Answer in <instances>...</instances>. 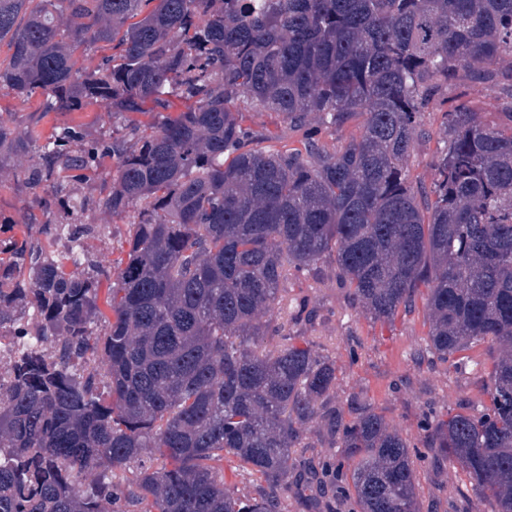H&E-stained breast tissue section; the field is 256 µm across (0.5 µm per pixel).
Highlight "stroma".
I'll return each instance as SVG.
<instances>
[{
    "instance_id": "obj_1",
    "label": "stroma",
    "mask_w": 512,
    "mask_h": 512,
    "mask_svg": "<svg viewBox=\"0 0 512 512\" xmlns=\"http://www.w3.org/2000/svg\"><path fill=\"white\" fill-rule=\"evenodd\" d=\"M494 70L498 78L491 82L469 77L457 80L426 112V135L416 141L408 159L413 177L423 184H430L434 176L432 160L443 110L467 105L492 124L500 122L506 106L512 103V82L507 79L512 73V59L498 61ZM63 125L82 130L91 140L111 129L112 115L101 105L78 112H53L38 131L46 137L54 127ZM90 219L103 227L102 236L89 243L91 252L102 260L120 258V245L129 230L127 222L99 212L91 213ZM302 293L322 315L311 337L322 344L339 368L336 401L340 406H347L352 395L364 394L404 438L416 444L423 437L420 420L424 411L440 412L461 402L476 404L481 400L478 366H468L466 374L451 378L442 367L417 360L415 352L427 335L422 313L398 318L391 326L381 325L351 309L335 282L306 286ZM416 475L421 512H488L486 501L476 495H467L460 502L451 498V490L465 483L459 469L428 459L418 462Z\"/></svg>"
}]
</instances>
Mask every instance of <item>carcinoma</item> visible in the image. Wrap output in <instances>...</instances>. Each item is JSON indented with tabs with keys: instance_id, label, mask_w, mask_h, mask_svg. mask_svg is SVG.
Returning <instances> with one entry per match:
<instances>
[{
	"instance_id": "obj_1",
	"label": "carcinoma",
	"mask_w": 512,
	"mask_h": 512,
	"mask_svg": "<svg viewBox=\"0 0 512 512\" xmlns=\"http://www.w3.org/2000/svg\"><path fill=\"white\" fill-rule=\"evenodd\" d=\"M5 39L0 90L45 102L23 133L0 117V169L31 197L21 234L0 218V346L15 349L0 512H284L290 493L329 491L293 457L314 422L360 512H419L429 457L512 512V111L442 113L431 184L407 165L430 100L512 56V0H0ZM97 103L108 135L40 139L48 113ZM247 108L279 113L300 146L265 145ZM312 114L363 122L328 153ZM89 182L92 198L67 192ZM93 211L135 213L115 282L88 250ZM326 278L375 323L423 301L417 357L450 375L482 349L480 406L432 420L419 450L364 398L333 403L336 361L289 331L316 316L292 285ZM224 455L256 495L225 486ZM215 470L224 476V482L241 493H252L259 487L260 482L256 476L244 468L241 463L232 456H225L224 459L212 463Z\"/></svg>"
}]
</instances>
